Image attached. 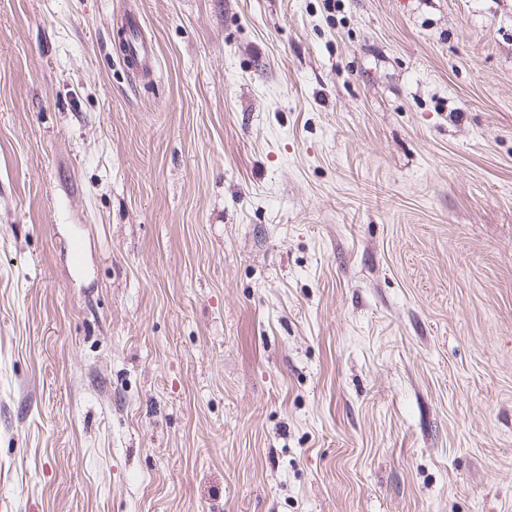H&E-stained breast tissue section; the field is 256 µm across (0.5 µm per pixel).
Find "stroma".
<instances>
[{
	"mask_svg": "<svg viewBox=\"0 0 512 512\" xmlns=\"http://www.w3.org/2000/svg\"><path fill=\"white\" fill-rule=\"evenodd\" d=\"M0 512H512V0H0ZM120 52L124 65L134 77L152 73L156 66V49L140 17L126 16L120 28Z\"/></svg>",
	"mask_w": 512,
	"mask_h": 512,
	"instance_id": "stroma-1",
	"label": "stroma"
}]
</instances>
